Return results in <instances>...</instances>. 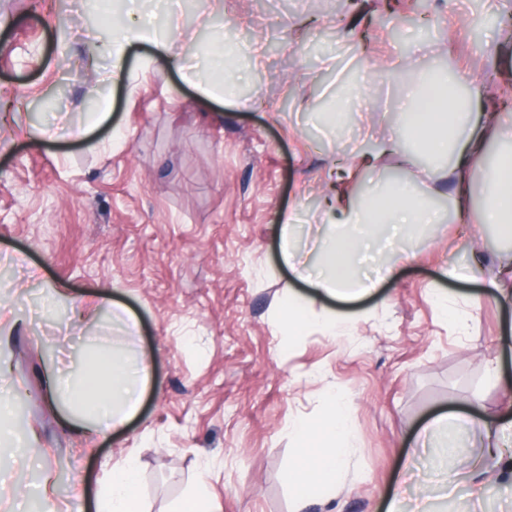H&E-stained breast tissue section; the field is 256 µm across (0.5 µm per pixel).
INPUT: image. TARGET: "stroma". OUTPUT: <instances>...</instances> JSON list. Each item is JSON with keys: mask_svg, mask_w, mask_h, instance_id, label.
<instances>
[{"mask_svg": "<svg viewBox=\"0 0 512 512\" xmlns=\"http://www.w3.org/2000/svg\"><path fill=\"white\" fill-rule=\"evenodd\" d=\"M29 2L0 0V100L13 104L0 126V361L12 367L0 380V512L47 497L65 512L129 457L149 512H174L201 478L215 512H291L288 471L321 450L290 426L318 423L331 394L348 403L353 447L341 484L307 512H386L402 484L404 512H512L506 464H488L492 493L467 477L480 431L415 446L439 411L478 401L492 419L512 412V391L487 371L494 359L512 376V304L441 275L475 259L492 270L512 249L482 221L486 187L474 185L463 223L451 158L409 146L379 157L360 183H409L436 221L375 228L414 260L370 297L305 305L310 322L293 333L284 310L309 287L283 264L279 235L290 214L294 245L324 241L331 161L400 140L411 86L451 69L479 84L512 76V0H423L425 27L410 0L394 14L379 0L358 11L349 0H181L180 52L202 79L217 72L234 87L207 113L147 44L130 51L123 83L108 81L110 57L89 44L135 0ZM476 12V27L460 26ZM339 97L347 110L331 128L321 115ZM77 127L84 137H70ZM102 291L137 330L103 310L73 319L72 298ZM331 313L342 318L333 330ZM94 356L147 365L149 382L125 431L90 441L66 422L60 388Z\"/></svg>", "mask_w": 512, "mask_h": 512, "instance_id": "1", "label": "stroma"}]
</instances>
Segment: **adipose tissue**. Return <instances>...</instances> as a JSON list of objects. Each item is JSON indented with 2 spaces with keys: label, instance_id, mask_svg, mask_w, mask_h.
Masks as SVG:
<instances>
[{
  "label": "adipose tissue",
  "instance_id": "obj_1",
  "mask_svg": "<svg viewBox=\"0 0 512 512\" xmlns=\"http://www.w3.org/2000/svg\"><path fill=\"white\" fill-rule=\"evenodd\" d=\"M182 30L178 22H170L167 35L157 36L136 21L113 27L105 42V50L112 59V79L122 81L126 72L128 52L137 43L151 44L166 64L176 70L182 81L200 87L196 67L178 50L177 41ZM467 73H457L453 83H436L431 94L409 91L408 100L415 105L406 115V135L423 140L428 151L438 155L455 152L456 159L448 177L454 188L458 211H465L471 188L481 182L491 189L485 221L499 226L512 235V151L500 154L494 164L484 166L478 159L486 141L512 133V112H485L480 123H472L468 104L461 102L454 89L468 85ZM202 100L210 104L223 100L220 90L200 87ZM341 222L351 225V232L326 239L318 257L299 255L294 248L289 227H282L281 259L298 277H305L312 262H319L323 270L308 278L313 297H328L345 301L370 295L377 282L368 277H356L355 271L364 254L374 246L370 232L374 224H429L433 215L426 203L414 200L409 188L394 184L385 191L370 188L353 198L341 201ZM148 380L145 365L128 366L109 358H94L82 377L68 386L74 407L85 409L82 423L86 429L103 437L122 431L137 414ZM329 416L318 429H310L305 422H295L292 431L303 445L325 442L326 449L317 465L308 469L296 467L288 472V483L296 490L293 512H306L315 488L333 489L340 483L344 464L352 441V428L346 403L339 398L329 402ZM492 428L496 439L512 436V421L490 427L479 408L461 415L440 412L432 416L417 432L416 443L425 446L437 434L451 430ZM94 512H144L139 493V473L135 460H126L113 466L112 482L107 490L99 492Z\"/></svg>",
  "mask_w": 512,
  "mask_h": 512
}]
</instances>
